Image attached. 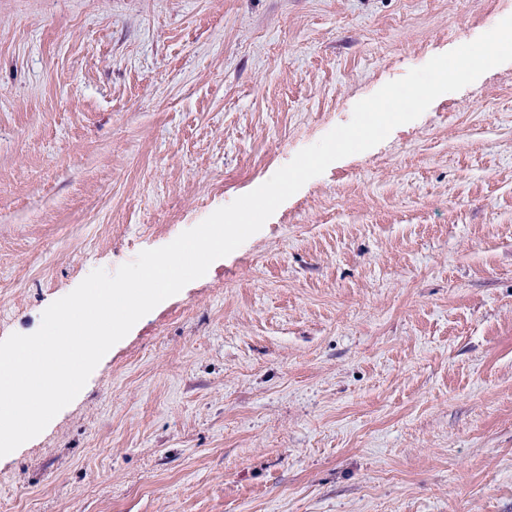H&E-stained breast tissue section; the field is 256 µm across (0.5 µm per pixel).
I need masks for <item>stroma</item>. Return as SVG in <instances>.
<instances>
[{
	"mask_svg": "<svg viewBox=\"0 0 512 512\" xmlns=\"http://www.w3.org/2000/svg\"><path fill=\"white\" fill-rule=\"evenodd\" d=\"M512 0H0V340ZM0 512H512V62L140 319Z\"/></svg>",
	"mask_w": 512,
	"mask_h": 512,
	"instance_id": "35a3bbf8",
	"label": "stroma"
}]
</instances>
